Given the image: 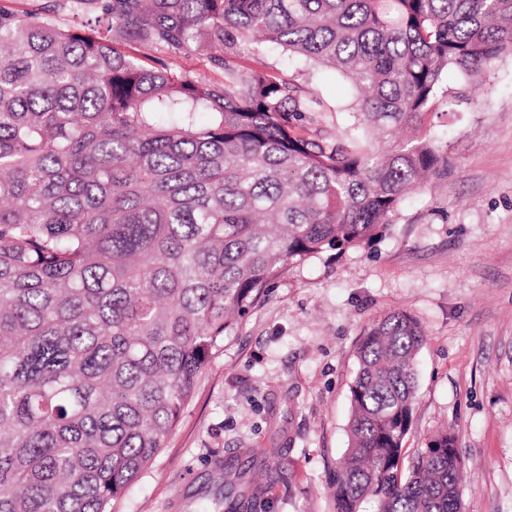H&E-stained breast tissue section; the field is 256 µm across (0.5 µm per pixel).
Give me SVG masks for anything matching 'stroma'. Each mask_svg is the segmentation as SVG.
I'll return each instance as SVG.
<instances>
[{"label":"stroma","instance_id":"1","mask_svg":"<svg viewBox=\"0 0 512 512\" xmlns=\"http://www.w3.org/2000/svg\"><path fill=\"white\" fill-rule=\"evenodd\" d=\"M263 60L352 122L349 79L277 48ZM483 79L449 72L451 104L427 123L446 173L408 195L369 243L291 266L226 336L154 461L112 512H222L224 471L275 449L246 512H336L330 482L348 447L356 347L400 311L419 321L406 458L448 428L464 463L463 512H512V58Z\"/></svg>","mask_w":512,"mask_h":512}]
</instances>
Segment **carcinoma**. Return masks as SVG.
I'll return each instance as SVG.
<instances>
[{
  "label": "carcinoma",
  "instance_id": "carcinoma-1",
  "mask_svg": "<svg viewBox=\"0 0 512 512\" xmlns=\"http://www.w3.org/2000/svg\"><path fill=\"white\" fill-rule=\"evenodd\" d=\"M269 44L354 81L349 131L303 124L317 100ZM509 55L512 0L0 6V512H112L266 288L448 169L445 75ZM424 342L404 312L361 341L336 512H456L454 435L404 467ZM249 471L224 472V512Z\"/></svg>",
  "mask_w": 512,
  "mask_h": 512
}]
</instances>
